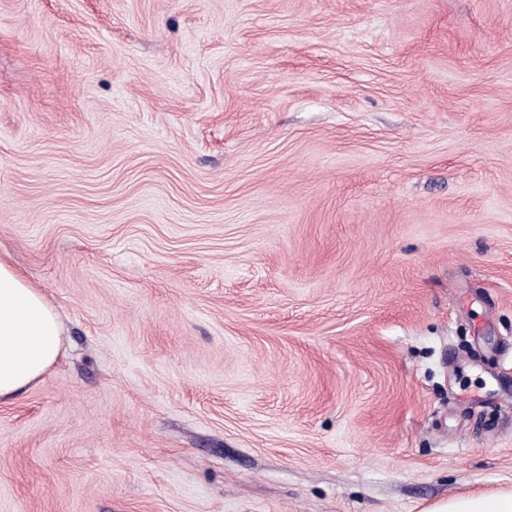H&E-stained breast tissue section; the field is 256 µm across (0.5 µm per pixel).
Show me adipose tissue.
<instances>
[{
    "mask_svg": "<svg viewBox=\"0 0 512 512\" xmlns=\"http://www.w3.org/2000/svg\"><path fill=\"white\" fill-rule=\"evenodd\" d=\"M62 326L43 294L0 259V400L37 383L62 350ZM427 512H512V490L460 495Z\"/></svg>",
    "mask_w": 512,
    "mask_h": 512,
    "instance_id": "1",
    "label": "adipose tissue"
}]
</instances>
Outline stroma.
<instances>
[{
  "label": "stroma",
  "instance_id": "stroma-1",
  "mask_svg": "<svg viewBox=\"0 0 512 512\" xmlns=\"http://www.w3.org/2000/svg\"><path fill=\"white\" fill-rule=\"evenodd\" d=\"M0 257V512L512 489V0H0ZM62 336L43 294L0 259V401L39 381L60 356Z\"/></svg>",
  "mask_w": 512,
  "mask_h": 512
}]
</instances>
